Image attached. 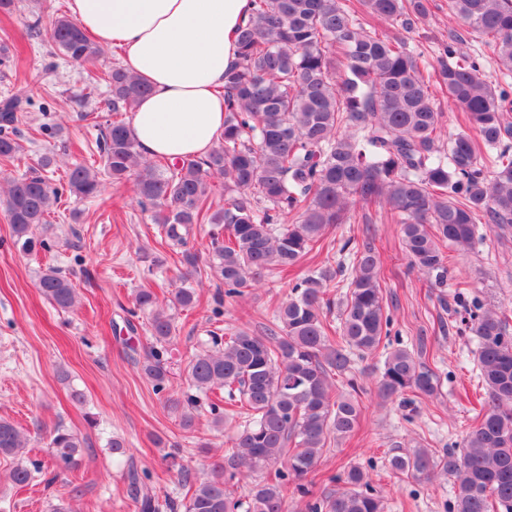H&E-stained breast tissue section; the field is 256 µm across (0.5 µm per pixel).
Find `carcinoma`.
<instances>
[{"mask_svg": "<svg viewBox=\"0 0 512 512\" xmlns=\"http://www.w3.org/2000/svg\"><path fill=\"white\" fill-rule=\"evenodd\" d=\"M252 11L237 33L239 60L224 75V134L204 157L145 159L128 121L115 119L99 141L112 182H135L137 203L151 210L165 243L177 255L178 278L200 271L201 253L189 246L195 224H212L206 267L235 303L249 288L283 275L311 252L325 247L327 234L350 223L352 211L386 208L400 227L409 265L433 288L448 281L446 249L475 250L484 233L476 220L501 230L512 227V0H448L449 16L477 36L476 47L458 48L449 33L443 55L431 62L405 39L391 40L369 22L410 27L426 18L427 0H251ZM49 39L69 60L90 61L101 50L71 19L58 16ZM344 69L336 71V51ZM493 60L498 86L483 68ZM108 85L112 111L132 113L148 88L122 66L89 78ZM462 113L464 127L441 140L443 112L435 90ZM20 92L0 101V158L12 159L23 145L7 132L22 110ZM54 156L43 153L26 176L11 186L6 215L25 253L47 247L34 229L48 230L51 208L61 192L44 171ZM224 178V205L213 208V179ZM68 192L80 199L101 195L99 173L76 165L66 175ZM338 261H325L291 286L267 333L244 328L210 333L207 346L188 362L196 394L168 398L180 424H193L192 410L205 399L212 424L236 418L240 431L209 475L181 473L187 501H164L174 512H290L288 491L305 498L304 512H383L368 474L343 466L341 490L317 492V467L331 442L349 437L361 417L348 377L353 357L375 353L390 336L392 315L380 287L374 244L343 240ZM345 289L335 304L329 285ZM457 284L459 331L478 339L474 361L485 397L462 447L439 455L427 448L395 454L390 469L416 482L453 478L450 512H512V323L503 310L465 300ZM37 288L57 309L76 303L71 282L55 267L39 275ZM195 289H177L173 304L192 308ZM150 315L151 346L141 371L160 393L169 385L164 362L175 332L174 319L150 288L134 296ZM346 379L351 392L336 387ZM437 375L405 346L386 352L378 389L385 398L408 393L432 397ZM83 440L59 426L50 448L56 464L74 466ZM25 439L0 419V456L17 457ZM260 473L244 497L234 486L244 473ZM138 512H158V499L141 490L136 469L128 470Z\"/></svg>", "mask_w": 512, "mask_h": 512, "instance_id": "obj_1", "label": "carcinoma"}]
</instances>
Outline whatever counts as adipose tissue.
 I'll return each instance as SVG.
<instances>
[{
    "instance_id": "obj_1",
    "label": "adipose tissue",
    "mask_w": 512,
    "mask_h": 512,
    "mask_svg": "<svg viewBox=\"0 0 512 512\" xmlns=\"http://www.w3.org/2000/svg\"><path fill=\"white\" fill-rule=\"evenodd\" d=\"M70 15L150 91L130 116L141 156L207 155L224 133V73L251 0H69Z\"/></svg>"
}]
</instances>
